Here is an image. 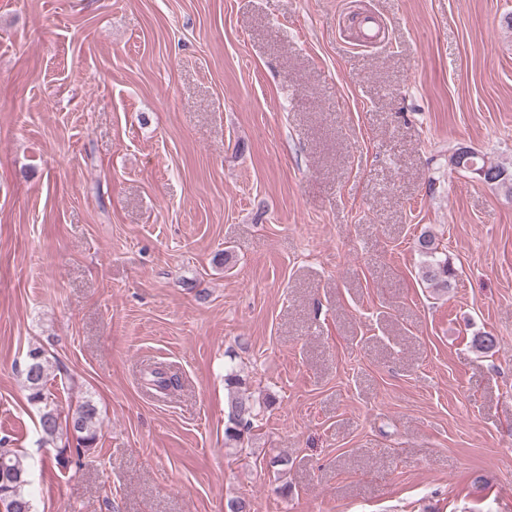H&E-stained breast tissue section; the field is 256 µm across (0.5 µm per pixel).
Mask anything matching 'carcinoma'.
<instances>
[{"mask_svg": "<svg viewBox=\"0 0 512 512\" xmlns=\"http://www.w3.org/2000/svg\"><path fill=\"white\" fill-rule=\"evenodd\" d=\"M472 160L478 168L494 174L493 185L505 186L512 190V171L491 162L485 155L472 152ZM419 253L425 258L424 278L431 287L445 290L453 271L448 267V259L441 257L439 244L429 233H422L417 239ZM495 335L484 332L473 336L472 345L479 351L488 353L497 347ZM49 360L40 346L28 350L25 365V383L29 391V401L38 407L39 428L45 442L64 439L67 445L58 450L56 464L65 468L70 463L68 452L75 451L80 457L96 447L98 439V409L92 400L80 402L75 408L62 412L47 392ZM146 387L163 395H168L179 387L177 377L162 367L151 369L144 378ZM256 408L249 399L234 394L227 402V423L224 438L227 442L242 443L245 435L252 430ZM6 472L9 481L0 483V506L4 512H33V505L25 491L28 484L27 471L21 464L15 450L0 447V473Z\"/></svg>", "mask_w": 512, "mask_h": 512, "instance_id": "obj_1", "label": "carcinoma"}]
</instances>
